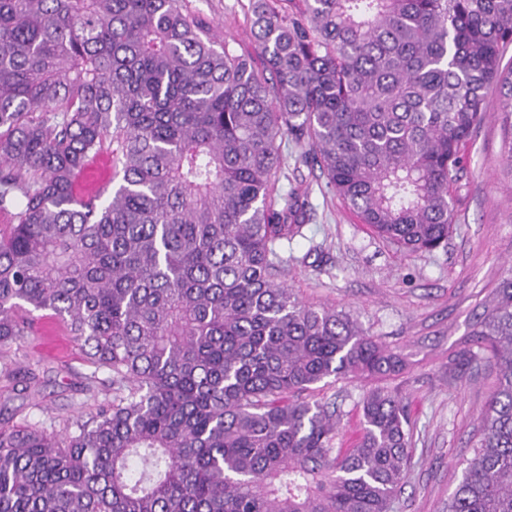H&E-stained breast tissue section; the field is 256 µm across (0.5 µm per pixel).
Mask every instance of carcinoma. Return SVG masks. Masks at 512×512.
<instances>
[{
  "label": "carcinoma",
  "mask_w": 512,
  "mask_h": 512,
  "mask_svg": "<svg viewBox=\"0 0 512 512\" xmlns=\"http://www.w3.org/2000/svg\"><path fill=\"white\" fill-rule=\"evenodd\" d=\"M261 58L188 0H0V349L47 312L112 400L61 433L0 424V512H393L407 405L367 390L336 448L329 378L386 380L398 346L282 280L304 236L282 140L359 221L448 245L461 151L498 95L512 159V0H248ZM112 166L108 196L78 181ZM494 384L447 512H512V270L450 361Z\"/></svg>",
  "instance_id": "cac0c4a2"
}]
</instances>
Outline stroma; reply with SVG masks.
Returning a JSON list of instances; mask_svg holds the SVG:
<instances>
[{
  "instance_id": "35a3bbf8",
  "label": "stroma",
  "mask_w": 512,
  "mask_h": 512,
  "mask_svg": "<svg viewBox=\"0 0 512 512\" xmlns=\"http://www.w3.org/2000/svg\"><path fill=\"white\" fill-rule=\"evenodd\" d=\"M223 40L253 50L245 20L248 0H189ZM497 96L463 150L453 185L457 224L446 248L411 253L360 224L325 187L319 172L298 161L302 145L282 143L287 158L280 193L302 184L308 191L304 237L280 247L290 264L285 282L315 305L350 313L364 329L391 346L403 347L410 366L389 379L408 405L413 458L397 512H445L455 473L471 456L477 419L492 389L485 364L455 367L448 356L481 304L512 267V161ZM319 251H312V244ZM15 377L0 373V422L29 418L63 429L68 421L111 399V386L91 381V367L62 324L45 317L37 332L0 353ZM37 369L25 384L23 370ZM369 384L339 380L317 390L335 403L339 448L352 447L360 429L358 403Z\"/></svg>"
}]
</instances>
